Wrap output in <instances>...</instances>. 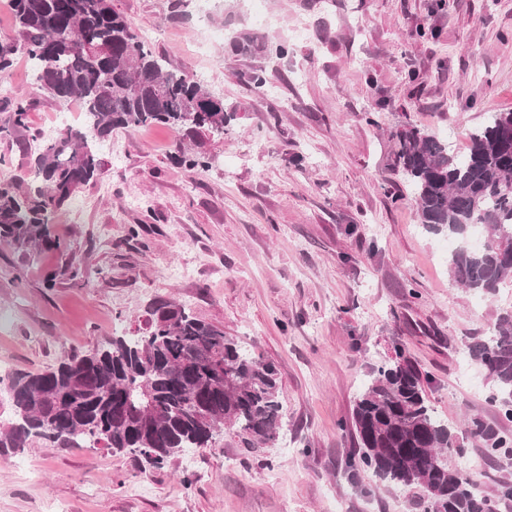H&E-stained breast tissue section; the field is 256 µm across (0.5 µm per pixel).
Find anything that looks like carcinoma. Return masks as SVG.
<instances>
[{
	"label": "carcinoma",
	"mask_w": 512,
	"mask_h": 512,
	"mask_svg": "<svg viewBox=\"0 0 512 512\" xmlns=\"http://www.w3.org/2000/svg\"><path fill=\"white\" fill-rule=\"evenodd\" d=\"M9 8L14 34L0 42V83L21 54L36 89L59 104L79 103L86 123L39 145L30 181L0 182L1 243L23 252H68L52 231L53 216L97 177L98 150L114 131L158 125L194 141L224 137L235 120L224 96L153 54L112 0H9ZM225 46L241 57L289 53L288 43L249 30L229 34ZM249 83L265 90L267 67H255ZM28 111V101H12L0 137L26 127ZM398 142L396 161L418 223L458 241L448 257L451 280L476 294H496L512 282V111L487 113L463 154L416 128L399 133ZM174 160L189 170L209 167L202 152L182 143ZM477 225L486 232L478 250L468 244ZM465 348L492 383V400L512 419V311ZM427 383L400 352L373 368L352 408L356 446L345 463L348 480L364 491L361 475L370 472L417 489L421 512H498L500 502L512 501V480L500 481L490 497L475 476L450 468L448 457L461 453L467 438L480 441L491 458L512 456V433L478 415L460 429L448 424L429 404ZM2 393L13 418L0 426V451L39 437L134 453L160 469L190 449L211 447L227 425L263 444L284 427L276 365L168 300L153 304L138 334L115 330L100 346L65 355L44 371L0 376Z\"/></svg>",
	"instance_id": "carcinoma-1"
}]
</instances>
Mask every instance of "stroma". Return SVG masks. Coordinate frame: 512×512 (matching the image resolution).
<instances>
[{
  "instance_id": "35a3bbf8",
  "label": "stroma",
  "mask_w": 512,
  "mask_h": 512,
  "mask_svg": "<svg viewBox=\"0 0 512 512\" xmlns=\"http://www.w3.org/2000/svg\"><path fill=\"white\" fill-rule=\"evenodd\" d=\"M112 2L154 54L206 72L237 118L199 142L203 173L173 162L169 128L114 131L98 179L53 217L67 253L0 243V356L9 371H42L145 327L153 300H173L275 362L287 427L255 447L227 428L146 473L129 455L35 441L0 454V512H326L334 500L341 512H419L413 492L372 473L351 486L341 424L373 368L400 351L430 379L441 417L479 414L512 432L490 381L461 363L466 343L512 310V284L492 297L458 288L447 237L418 223L394 166L401 131L462 153L487 113L512 110V0H260L258 19L237 0ZM232 29L291 45L270 65L274 93L249 84L253 60L225 51ZM7 87L0 121L12 99L30 110L27 128L0 140V181H26L33 138L79 105L37 92L20 55ZM71 260L82 281L65 273ZM182 263L192 275L172 278Z\"/></svg>"
}]
</instances>
